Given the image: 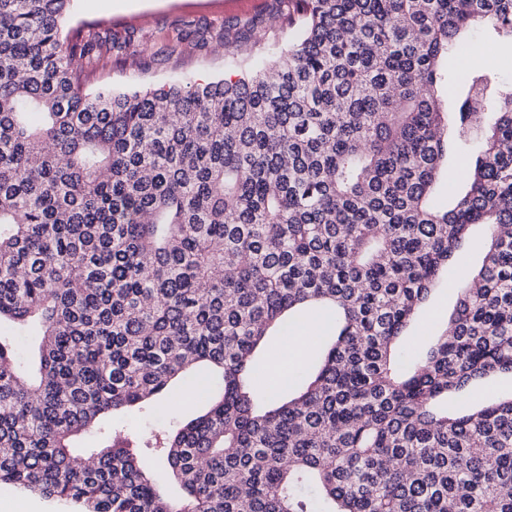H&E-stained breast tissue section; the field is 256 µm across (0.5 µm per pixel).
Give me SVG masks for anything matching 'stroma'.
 <instances>
[{
  "label": "stroma",
  "instance_id": "stroma-1",
  "mask_svg": "<svg viewBox=\"0 0 512 512\" xmlns=\"http://www.w3.org/2000/svg\"><path fill=\"white\" fill-rule=\"evenodd\" d=\"M284 7V0H80L74 24H99L115 45L128 43L135 51L125 62L95 72L86 88L128 91L177 77L205 80L263 68L271 58L270 50H257L249 41L229 48L218 37L231 22L269 26ZM457 294V278L448 274L408 328L404 354L419 350L418 336L430 337L445 327ZM209 386L202 375L176 384L160 414L145 420L129 416L125 423L149 429L189 419L202 412Z\"/></svg>",
  "mask_w": 512,
  "mask_h": 512
}]
</instances>
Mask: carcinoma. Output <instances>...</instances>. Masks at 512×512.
<instances>
[{"label": "carcinoma", "instance_id": "cac0c4a2", "mask_svg": "<svg viewBox=\"0 0 512 512\" xmlns=\"http://www.w3.org/2000/svg\"><path fill=\"white\" fill-rule=\"evenodd\" d=\"M75 2L0 0V482L77 512H512V396L448 410L512 377V87L440 70L474 26L512 51V0H287L269 68L125 92L84 91L109 57ZM449 269L446 329L403 357ZM311 312L315 374L259 395L256 348ZM203 369L205 413L106 420ZM448 140L453 143V135L448 133ZM457 156L454 143L448 151V172L445 171L442 175L439 185V200L442 204H448V186H454L458 179V169L455 168V159Z\"/></svg>", "mask_w": 512, "mask_h": 512}]
</instances>
